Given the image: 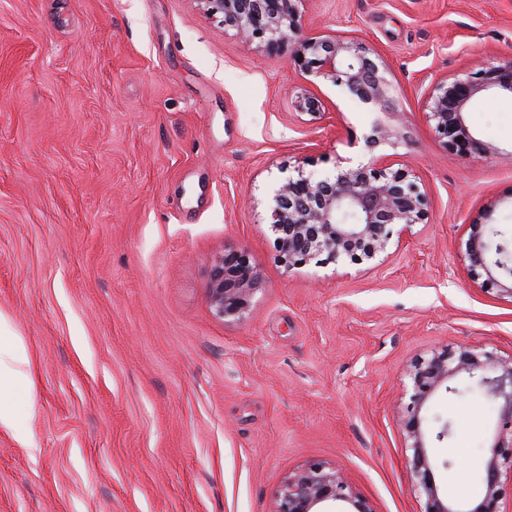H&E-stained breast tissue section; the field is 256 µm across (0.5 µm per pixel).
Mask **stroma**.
<instances>
[{
	"mask_svg": "<svg viewBox=\"0 0 512 512\" xmlns=\"http://www.w3.org/2000/svg\"><path fill=\"white\" fill-rule=\"evenodd\" d=\"M300 10L304 36L381 53L402 141L368 152L375 113L196 0H0V313L33 381L18 402L30 444L0 425V512H274L309 462L343 468L373 512H423L404 366L461 345L512 355V298L465 256L471 224L512 232V95L479 92L464 114L488 160L451 155L423 98L512 56V0ZM292 90L323 117L297 112ZM375 154L421 177L425 222L374 264H282L276 184ZM230 250L264 282L239 321L206 293ZM422 414L453 424L435 481L470 512L498 406L441 392Z\"/></svg>",
	"mask_w": 512,
	"mask_h": 512,
	"instance_id": "35a3bbf8",
	"label": "stroma"
}]
</instances>
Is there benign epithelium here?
<instances>
[{
  "instance_id": "7a95c632",
  "label": "benign epithelium",
  "mask_w": 512,
  "mask_h": 512,
  "mask_svg": "<svg viewBox=\"0 0 512 512\" xmlns=\"http://www.w3.org/2000/svg\"><path fill=\"white\" fill-rule=\"evenodd\" d=\"M203 13L221 22L245 45L258 43L267 54L289 53V60L305 73L344 87L361 103L389 116L372 124L364 136L365 147L396 145L402 138L392 123L397 114L396 87L386 77L385 62L375 49L345 38L316 40L302 37V0H197ZM512 95V56L489 62L467 75L437 80L425 93L428 120L446 147L461 159L488 160L491 148L477 139L465 124L463 112L482 90ZM296 107L313 117L320 101L306 93ZM426 191L410 169H394L380 158L368 164L339 167L332 175L315 179L303 170L288 176L273 191L267 220L276 236L281 261L288 267L320 265L348 259L373 261L385 252L393 236H403L425 221ZM492 247L483 224L471 226L466 255L486 283L512 298V269L491 259ZM263 289L261 276L247 253L229 251L215 263L207 297L221 318L241 319L252 298ZM467 375V388L479 389L499 406L490 456L486 462V492L469 512H502L499 483L502 473H512V356L503 358L477 346L445 348L406 366L411 383L410 404L402 422L410 440L412 489L426 499L424 512H459L445 504L435 484L434 463L426 436L442 443L452 434L451 423L424 425L421 411L440 390L456 395L448 381ZM342 502L352 512H373L350 490L343 469L311 462L288 475L277 495L274 512H326L324 507Z\"/></svg>"
}]
</instances>
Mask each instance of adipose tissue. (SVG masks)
<instances>
[{"label": "adipose tissue", "mask_w": 512, "mask_h": 512, "mask_svg": "<svg viewBox=\"0 0 512 512\" xmlns=\"http://www.w3.org/2000/svg\"><path fill=\"white\" fill-rule=\"evenodd\" d=\"M27 362L24 345L13 333L8 320L0 315V425L13 428L17 440L24 444L29 443L30 438L17 423L14 397L31 384L23 370Z\"/></svg>", "instance_id": "obj_1"}]
</instances>
